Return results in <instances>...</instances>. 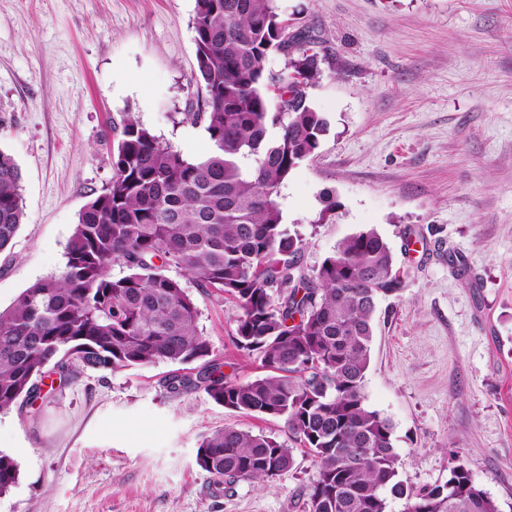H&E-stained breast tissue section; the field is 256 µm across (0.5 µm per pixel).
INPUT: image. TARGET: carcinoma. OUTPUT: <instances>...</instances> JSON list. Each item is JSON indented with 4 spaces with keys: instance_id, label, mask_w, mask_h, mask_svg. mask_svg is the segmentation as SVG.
Listing matches in <instances>:
<instances>
[{
    "instance_id": "1",
    "label": "carcinoma",
    "mask_w": 512,
    "mask_h": 512,
    "mask_svg": "<svg viewBox=\"0 0 512 512\" xmlns=\"http://www.w3.org/2000/svg\"><path fill=\"white\" fill-rule=\"evenodd\" d=\"M196 111L209 151L188 159L128 114L112 150L113 175L78 214L62 273L34 283L0 311V411L37 397L49 374L185 365L209 356L198 307L173 266L204 291L236 300L234 344L260 355L247 382L204 363L174 373L170 394L202 389L216 404L283 421L286 439L226 426L196 463L224 479L270 483L294 465L292 444L314 457L308 512H500L454 460L448 479L420 490L400 479L390 421L361 394L379 299L397 296L394 254L373 228L343 239L312 273L304 239L284 222L280 186L315 157L327 131L307 89L323 76L307 27L288 32L273 0H195ZM281 53L277 72L266 59ZM21 171L0 150V252L24 223ZM126 270L110 273V266ZM19 478L0 451V494Z\"/></svg>"
}]
</instances>
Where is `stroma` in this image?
Here are the masks:
<instances>
[{"instance_id": "stroma-1", "label": "stroma", "mask_w": 512, "mask_h": 512, "mask_svg": "<svg viewBox=\"0 0 512 512\" xmlns=\"http://www.w3.org/2000/svg\"><path fill=\"white\" fill-rule=\"evenodd\" d=\"M309 26L323 77L308 89L329 130L279 189L312 270L345 237L376 229L404 273L380 300L362 393L388 419L399 476L422 488L459 456L512 512V0H276ZM195 0H0V150L22 172L26 218L0 252V310L60 274L78 214L112 177L125 114L194 159L209 150L196 109ZM336 209L321 218L322 196ZM465 263L457 274L450 263ZM199 332L225 373L261 358L233 343L238 306L203 291ZM173 364L84 370L0 413L19 479L0 512H307L312 456L270 483L218 485L202 440L283 423L163 382Z\"/></svg>"}]
</instances>
